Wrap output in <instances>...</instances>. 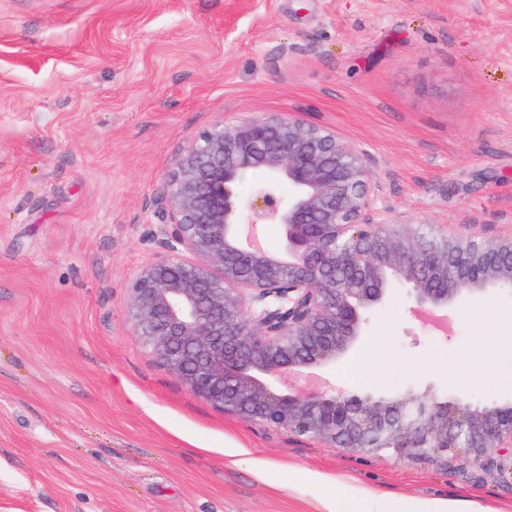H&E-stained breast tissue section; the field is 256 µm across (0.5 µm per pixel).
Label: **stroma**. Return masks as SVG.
Segmentation results:
<instances>
[{"label":"stroma","mask_w":512,"mask_h":512,"mask_svg":"<svg viewBox=\"0 0 512 512\" xmlns=\"http://www.w3.org/2000/svg\"><path fill=\"white\" fill-rule=\"evenodd\" d=\"M275 114L367 154L391 221L512 238V0H0V512H512L460 459L364 455L222 412L155 359L129 285L194 137ZM398 291L288 391L512 397V299L442 333ZM497 311L486 326L481 315ZM354 503L377 504L375 511L367 512H458L455 504L448 500L410 502L396 498L382 507L381 497L376 492L364 489L356 495L347 482H336L335 494L324 499L323 507L327 512H360L352 507Z\"/></svg>","instance_id":"35a3bbf8"}]
</instances>
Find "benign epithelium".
Listing matches in <instances>:
<instances>
[{
	"label": "benign epithelium",
	"mask_w": 512,
	"mask_h": 512,
	"mask_svg": "<svg viewBox=\"0 0 512 512\" xmlns=\"http://www.w3.org/2000/svg\"><path fill=\"white\" fill-rule=\"evenodd\" d=\"M247 171L249 202L236 193ZM377 190L362 149L293 116L201 131L155 214L158 258L130 285L135 332L223 412L363 454L446 462L460 452L512 486V402L448 401L430 383L396 399L334 386L281 390L288 376L348 356L366 314L401 286L435 323L468 297L512 295V239L442 234L444 248H431L420 225L391 222L375 207ZM243 224L282 225L280 247H244Z\"/></svg>",
	"instance_id": "obj_1"
}]
</instances>
